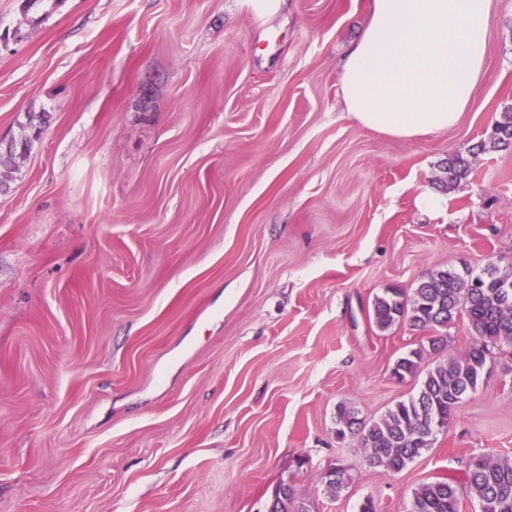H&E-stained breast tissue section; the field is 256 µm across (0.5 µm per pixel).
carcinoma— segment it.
Here are the masks:
<instances>
[{"label":"carcinoma","mask_w":512,"mask_h":512,"mask_svg":"<svg viewBox=\"0 0 512 512\" xmlns=\"http://www.w3.org/2000/svg\"><path fill=\"white\" fill-rule=\"evenodd\" d=\"M512 145V112H504L486 139L468 149L476 155L487 149ZM471 160L461 153L448 157L447 182L466 178ZM375 325L386 330L406 324L416 332H430L429 345L436 350L447 345L448 327L463 321L472 337L458 358L422 372L423 351L416 349L397 360L392 376L399 382L423 375L418 392L398 402L376 421L358 417V411L340 406L336 412V437L351 438L362 448L372 467L401 471L434 444L447 428L452 412L470 393L477 391L492 363L512 348V273H501L494 264L480 272L461 273L453 267L438 269L408 290L388 288L375 298ZM329 494L346 485L345 472L331 468L323 476ZM480 505V512H512V458L471 460L465 480L456 484L436 480L421 484L414 492L410 512H460V492ZM268 512H310L295 500L288 484L279 485Z\"/></svg>","instance_id":"obj_1"}]
</instances>
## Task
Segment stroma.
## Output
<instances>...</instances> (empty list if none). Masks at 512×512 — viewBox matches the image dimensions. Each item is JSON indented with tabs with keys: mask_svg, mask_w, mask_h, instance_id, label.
Listing matches in <instances>:
<instances>
[{
	"mask_svg": "<svg viewBox=\"0 0 512 512\" xmlns=\"http://www.w3.org/2000/svg\"><path fill=\"white\" fill-rule=\"evenodd\" d=\"M368 6L0 0V512H267L282 483L310 512H408L512 456L507 355L402 471L334 433L338 406L376 420L419 388L391 371L427 337L378 331L376 295L512 272V147L445 174L512 109V0L459 123L412 139L341 104ZM471 169V160L462 153H455L448 157V165L445 170L447 173L448 185H453L466 178ZM410 512H460L459 485L436 480L421 484L414 492Z\"/></svg>",
	"mask_w": 512,
	"mask_h": 512,
	"instance_id": "35a3bbf8",
	"label": "stroma"
}]
</instances>
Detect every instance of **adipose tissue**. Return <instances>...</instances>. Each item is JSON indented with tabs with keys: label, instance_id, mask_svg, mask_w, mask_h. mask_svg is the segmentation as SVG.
I'll return each instance as SVG.
<instances>
[{
	"label": "adipose tissue",
	"instance_id": "adipose-tissue-1",
	"mask_svg": "<svg viewBox=\"0 0 512 512\" xmlns=\"http://www.w3.org/2000/svg\"><path fill=\"white\" fill-rule=\"evenodd\" d=\"M494 0H369L338 69L358 126L414 138L454 126L485 74Z\"/></svg>",
	"mask_w": 512,
	"mask_h": 512
}]
</instances>
